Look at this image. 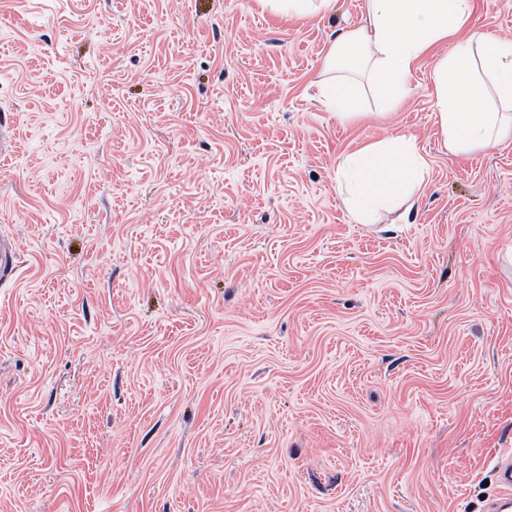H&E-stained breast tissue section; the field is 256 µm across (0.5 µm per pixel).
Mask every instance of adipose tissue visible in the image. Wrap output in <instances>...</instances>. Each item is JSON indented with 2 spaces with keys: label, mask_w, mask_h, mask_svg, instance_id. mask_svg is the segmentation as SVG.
I'll list each match as a JSON object with an SVG mask.
<instances>
[{
  "label": "adipose tissue",
  "mask_w": 512,
  "mask_h": 512,
  "mask_svg": "<svg viewBox=\"0 0 512 512\" xmlns=\"http://www.w3.org/2000/svg\"><path fill=\"white\" fill-rule=\"evenodd\" d=\"M472 0H365L363 20L330 44L324 103L339 121L358 120V76L383 107L400 104L423 60L431 62L441 145L464 154L512 143V40L467 32ZM429 165L413 138L397 136L344 156L336 189L355 223L379 210L414 206Z\"/></svg>",
  "instance_id": "adipose-tissue-1"
}]
</instances>
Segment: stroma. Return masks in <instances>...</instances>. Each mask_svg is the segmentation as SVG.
Segmentation results:
<instances>
[{
    "instance_id": "35a3bbf8",
    "label": "stroma",
    "mask_w": 512,
    "mask_h": 512,
    "mask_svg": "<svg viewBox=\"0 0 512 512\" xmlns=\"http://www.w3.org/2000/svg\"><path fill=\"white\" fill-rule=\"evenodd\" d=\"M469 26L512 39V0ZM257 0H0V512H491L512 449V145L319 101L332 33ZM405 134L411 212L343 156ZM429 165L416 141L405 135L369 143L344 156L336 189L353 221L373 224L379 210L420 200L428 185Z\"/></svg>"
}]
</instances>
